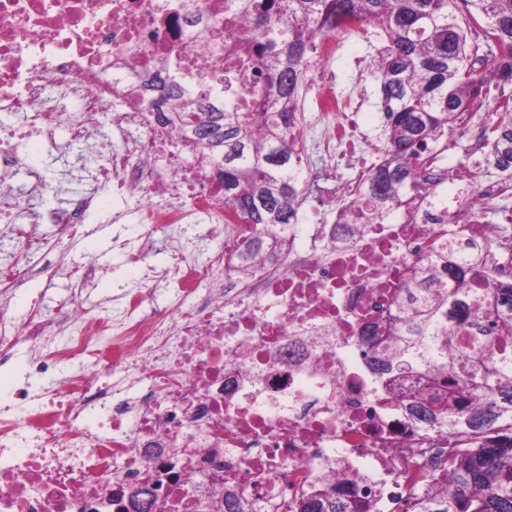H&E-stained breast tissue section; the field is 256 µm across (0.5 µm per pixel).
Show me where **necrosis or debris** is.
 <instances>
[{"label":"necrosis or debris","mask_w":512,"mask_h":512,"mask_svg":"<svg viewBox=\"0 0 512 512\" xmlns=\"http://www.w3.org/2000/svg\"><path fill=\"white\" fill-rule=\"evenodd\" d=\"M245 18L235 0H0V173L23 175L26 193L46 184L21 171L17 148L65 125L73 145L97 141L94 189L42 213L72 239L97 209L96 189L129 201L138 225L121 248L146 268L120 302L91 316L80 294L99 273L78 263L63 322L16 320L24 284L0 262V365L28 349L25 382L0 400V512H224L225 494L258 512H294L300 498L344 484L373 512H413L416 475L445 482L456 435L422 421L364 362L362 333L385 331L415 269L446 265L445 246L489 239L487 265L512 281V176L483 168L489 101L462 113L448 148L421 161L426 189L406 186L385 222L338 219L364 202L381 145L350 122L358 94L337 90L335 30L315 37L292 135L300 192L311 162L350 158L346 178L322 189L333 218L311 227L304 248L239 257L252 224L231 223L224 163L195 145L194 129L162 120L144 84L170 75L206 104L263 111L253 65L235 38ZM447 148V149H448ZM212 224L224 240L207 267L189 225ZM175 241L151 265L157 235ZM213 288L195 297V285ZM172 298L151 307L157 289Z\"/></svg>","instance_id":"4bbe7bcc"}]
</instances>
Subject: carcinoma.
<instances>
[{"label":"carcinoma","instance_id":"1","mask_svg":"<svg viewBox=\"0 0 512 512\" xmlns=\"http://www.w3.org/2000/svg\"><path fill=\"white\" fill-rule=\"evenodd\" d=\"M251 23L238 34L241 51L265 79L264 112L209 111L177 84L158 86L163 118L208 114L207 147L224 149V204L246 224L297 223L295 124L304 69L314 33L344 17L378 25L385 43L375 71L387 132V156L372 176L369 202L359 215L375 222L400 204L403 186L415 180L417 160L445 142L469 102L496 81L512 82V64L490 73L472 58L480 47L467 33L484 29L487 63L512 58V0H238ZM487 165L512 171V105L496 104ZM277 241L256 238L242 252L248 264ZM489 241L468 243L448 280L433 270L413 274L400 303L399 323L382 349L365 343L364 359L378 375L436 372L435 392L417 406L426 422L453 432L469 427L474 443L448 470V489L433 486L415 501V512H512V284L497 283L485 268ZM480 401L470 405L472 396ZM341 488L322 489L297 512H371Z\"/></svg>","mask_w":512,"mask_h":512}]
</instances>
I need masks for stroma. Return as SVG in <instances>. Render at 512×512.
Returning a JSON list of instances; mask_svg holds the SVG:
<instances>
[{
  "label": "stroma",
  "mask_w": 512,
  "mask_h": 512,
  "mask_svg": "<svg viewBox=\"0 0 512 512\" xmlns=\"http://www.w3.org/2000/svg\"><path fill=\"white\" fill-rule=\"evenodd\" d=\"M381 45L382 39L377 31H369L367 37L348 41L342 56L335 62L339 89L357 92L366 100L363 111L358 114L362 130L379 138L385 135L384 116L373 61ZM19 151L26 165L37 170L50 185L43 196L29 199L21 182L11 181V190L23 207L20 218L24 224L32 226L36 234L51 242L52 250L44 256L21 257L17 240L6 228L0 227V260L20 258L21 267L28 277L25 288L16 292L11 300L15 317L23 320L37 310L56 313L59 304L70 297L72 286L65 272L59 270L51 274L47 271L61 254L73 263L80 262L86 254L96 257L101 272L95 287L86 292L88 308H97L99 304L117 298L128 283L137 281L145 272L144 267L126 262L117 247L119 241L137 231L136 225L113 223L112 213L121 204L119 198L109 191H101L99 208L90 224L84 225L80 234L71 241H57L51 225L34 221L39 212L66 205L70 199L87 192L89 183L80 166L94 164L95 154L73 150L63 156L45 150L39 141L22 142Z\"/></svg>",
  "instance_id": "35a3bbf8"
}]
</instances>
